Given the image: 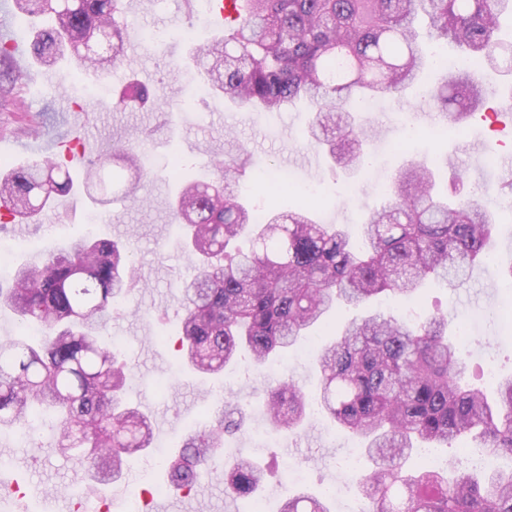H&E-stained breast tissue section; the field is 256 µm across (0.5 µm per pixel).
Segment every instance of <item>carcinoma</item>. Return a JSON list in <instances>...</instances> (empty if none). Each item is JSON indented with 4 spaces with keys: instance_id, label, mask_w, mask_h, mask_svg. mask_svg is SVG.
<instances>
[{
    "instance_id": "cac0c4a2",
    "label": "carcinoma",
    "mask_w": 512,
    "mask_h": 512,
    "mask_svg": "<svg viewBox=\"0 0 512 512\" xmlns=\"http://www.w3.org/2000/svg\"><path fill=\"white\" fill-rule=\"evenodd\" d=\"M239 23L223 39L196 46L207 92L254 112L300 103L322 105L308 143L346 170L366 167L375 133L356 123L359 105L425 90L441 110L457 104L458 123L485 106L481 68L512 75V0H244ZM35 30L34 60L46 69L74 56L98 81L122 60L128 36L123 0H14ZM149 90L134 81L113 106H145ZM452 157L412 163L395 180L388 202L360 225L359 240L314 218L317 197L288 213L265 214L233 193L244 162L212 163L210 181L190 180L172 205L181 244L198 272L183 283L179 364L217 382L247 358L266 366L310 338L338 305L357 307L384 292L412 295L428 276L456 289L493 255L499 210L471 191L450 200L435 190L438 166ZM148 175L129 143L111 160L89 162L87 181L109 205L128 199ZM71 185L58 162L34 161L0 177V201L13 218L38 217ZM248 239L242 249L237 242ZM134 262L127 246L87 235L39 265L20 267L0 303L36 335L0 338V430L27 432L49 418L59 452L85 465L97 488L123 474L128 455L152 446L150 418L126 399L129 366L102 332L112 302L126 296ZM466 357L448 339V316L406 323L376 313L354 318L316 357L315 400L333 422L357 437L372 461L354 472L369 512H512V470L462 472L455 467L404 468L419 443L469 438L496 458H512V377L496 396L464 383ZM310 398L292 376L273 380L264 401L268 427L293 432ZM243 399L226 396L210 425L184 440L167 461L171 486L201 487L200 465L220 457L224 433L241 428ZM225 492L257 493L266 472L240 458L220 467ZM280 512H330L327 497L290 498Z\"/></svg>"
}]
</instances>
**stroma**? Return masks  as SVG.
Here are the masks:
<instances>
[{
    "label": "stroma",
    "mask_w": 512,
    "mask_h": 512,
    "mask_svg": "<svg viewBox=\"0 0 512 512\" xmlns=\"http://www.w3.org/2000/svg\"><path fill=\"white\" fill-rule=\"evenodd\" d=\"M125 24L139 33V40L123 47L124 65L113 71L100 94H92L93 79H86L78 102L50 96L40 84V69L29 64L14 70L11 103L0 104V163L12 168L41 159L48 139H62L71 125H81L85 158H111L117 145L133 142L152 170L135 200L118 199L107 207L92 202L87 191L74 189L66 201L75 210L44 211L39 220L0 223V241L11 244L13 264L42 262L45 253L69 244L94 225L100 238L121 240L135 259L136 285L112 306L108 334L119 340L132 374L129 400L151 419L155 449L128 459L122 480L124 495H140L142 473L152 483L165 485L169 477L159 464L160 453L178 450L183 438L221 407L225 393L250 396L244 433L226 438L224 456L252 457L274 462L275 473L258 491L269 512H277L281 498L312 494L335 487L332 512H364L352 467L366 461L356 443L334 428L324 414L311 412L305 428L286 433L273 443L265 429L258 401L272 377L263 369L243 363L224 375L223 383L180 372L174 359L179 333L180 285L196 275L193 258L177 242L168 202L181 179H204L216 160L238 158L245 169L238 190L259 208L282 212L304 205L303 194H279L263 175L271 166L291 168L320 191L318 215L349 232L379 207L386 195L376 187L377 178H389L412 161L453 154L456 165L468 170V189L487 188L498 197L502 214L495 229L493 262L476 266L471 279L457 290L428 281L413 299L395 297L373 300L361 314L384 313L403 321L447 314L458 322L461 313L481 310L484 319L476 329L467 360L471 368L493 366L496 376L512 375V335H500L496 316L512 306V170L502 165L512 157V143L503 142L480 114H472L455 129L446 121L420 119L423 107L415 96L388 100L383 107L363 113L362 119L376 133L370 145L373 167L344 174L320 149L309 146L304 130L316 116L315 108L302 112H248L221 99L196 94L201 77L193 66L187 44L177 38L181 29L193 30L198 40L215 37L208 0H127ZM137 78L161 100L152 110L110 108L114 89L128 75ZM416 118L425 134L408 142L401 136L403 118ZM179 157V168L167 167ZM362 189L360 203H353L345 189ZM0 480L22 484L19 503L24 512H75L77 498L91 487L86 470L60 455L47 428L34 435L0 433ZM154 504L173 503V512H250L251 499L229 496L222 480L203 484L198 493L173 491L153 498Z\"/></svg>",
    "instance_id": "stroma-1"
}]
</instances>
